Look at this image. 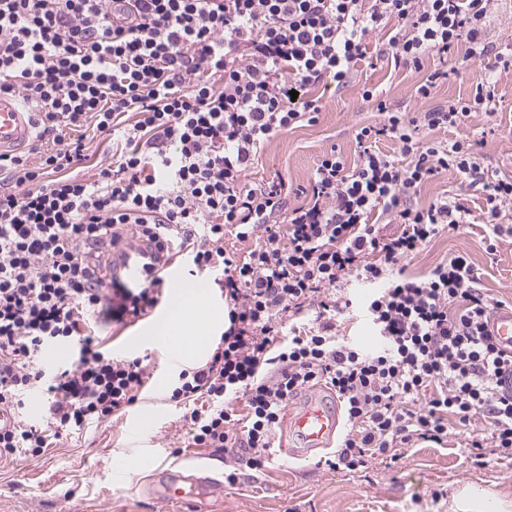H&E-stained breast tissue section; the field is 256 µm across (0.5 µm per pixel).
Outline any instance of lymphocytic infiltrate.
Instances as JSON below:
<instances>
[{
  "label": "lymphocytic infiltrate",
  "instance_id": "1",
  "mask_svg": "<svg viewBox=\"0 0 512 512\" xmlns=\"http://www.w3.org/2000/svg\"><path fill=\"white\" fill-rule=\"evenodd\" d=\"M495 0H0V91L35 114L37 160L0 156V460L38 457L63 431H79L133 407L147 377L141 356H117L95 331L133 322L160 304L163 277L139 287H104L91 249L119 247L125 233L159 249L185 247L191 271L222 270L229 325L205 364L182 368L169 400L184 408L193 446L264 467L285 408L322 384L341 400L349 431L330 466L356 471L397 461L419 441L444 443L449 423L470 430L468 457L512 460V371L488 330L501 302L484 292L472 262L458 254L423 279L406 276L443 233L472 223L468 194L482 185L488 253L512 241V177L489 176L466 140L421 137L493 115L496 85L426 112L378 102L381 120L356 134L354 163L336 152L318 160L307 203L283 209L285 182L247 187L264 143L300 122L316 124L318 85L347 84L367 38L387 28L380 56L398 71H426L415 93L427 99L447 81L443 64L491 54L485 41ZM110 138L112 161L77 176L89 136ZM395 141L398 154L378 149ZM448 172L451 195L415 205L420 189ZM400 225L383 233L381 220ZM270 230L241 256L224 248ZM357 301L337 295L349 278ZM307 329L274 340L286 318L307 310ZM361 310L377 337L372 351L337 333V318ZM62 346L67 363L41 355ZM48 397L43 423H29L24 398ZM244 400L236 426L234 400Z\"/></svg>",
  "mask_w": 512,
  "mask_h": 512
}]
</instances>
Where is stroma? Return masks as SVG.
<instances>
[{"instance_id":"1","label":"stroma","mask_w":512,"mask_h":512,"mask_svg":"<svg viewBox=\"0 0 512 512\" xmlns=\"http://www.w3.org/2000/svg\"><path fill=\"white\" fill-rule=\"evenodd\" d=\"M378 49L377 39H370L365 58L345 86L317 88L324 107L316 125L278 133L264 145L248 172L250 187L284 180V208L301 205L306 201L301 190L324 152L333 149L347 160L356 159V129L380 120L376 99L401 112H424L469 97L490 75L496 79L494 116L474 114L459 127L435 131L434 137L481 142L485 167L512 176V68L486 58L460 67L430 98L420 99L415 94L420 74L391 70L377 58ZM367 89L375 99L364 97ZM484 235L480 223L444 234L408 261L406 272L425 276L436 263L464 252L486 293L512 303V243L491 255ZM154 322L149 316L133 324L99 325L98 335L115 353L147 359L149 377L137 405L60 438L41 457L0 462V512H452V494L466 483L512 499V461L491 454L484 465H474L464 449L468 435L459 430L444 444L422 441L404 449L396 463L377 462L349 473L327 466L334 452L330 446L302 457L289 455L297 440L285 421L265 467L242 468L237 484H225L223 454L184 443L181 411L169 400L179 363L147 342ZM121 460L128 462L129 473L118 480L114 467ZM162 469L209 475L213 481L189 503L169 509L154 493L155 475Z\"/></svg>"}]
</instances>
